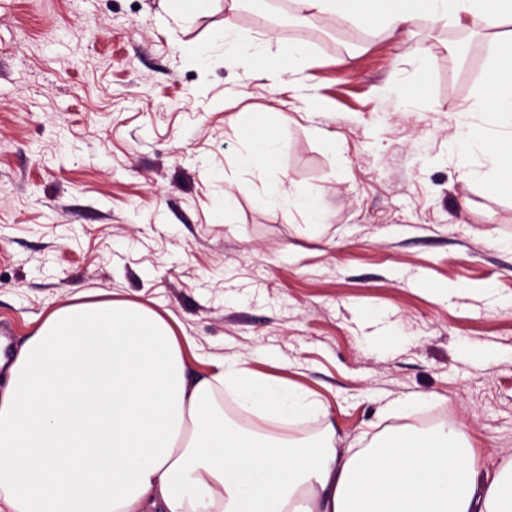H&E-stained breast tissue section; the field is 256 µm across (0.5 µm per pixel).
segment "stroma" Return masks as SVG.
Wrapping results in <instances>:
<instances>
[{
	"label": "stroma",
	"mask_w": 512,
	"mask_h": 512,
	"mask_svg": "<svg viewBox=\"0 0 512 512\" xmlns=\"http://www.w3.org/2000/svg\"><path fill=\"white\" fill-rule=\"evenodd\" d=\"M0 0V336L116 294L166 317L189 372L222 357L299 386L327 415L278 428L339 451L461 425L482 473L512 460V195L462 177L460 113L495 39L450 42L331 14L277 23L225 0ZM232 24L243 45L224 54ZM312 67L277 94L264 57ZM275 169L241 170L242 132ZM280 180L320 213L265 200ZM284 62H288V72L300 68L309 67L313 60L306 51V46L302 42L288 43L285 46L281 56L270 62L269 69L276 74L275 88L285 82L283 75L286 71L283 69Z\"/></svg>",
	"instance_id": "obj_1"
}]
</instances>
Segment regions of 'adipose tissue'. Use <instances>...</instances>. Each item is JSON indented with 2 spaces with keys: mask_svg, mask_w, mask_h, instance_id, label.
I'll return each mask as SVG.
<instances>
[{
  "mask_svg": "<svg viewBox=\"0 0 512 512\" xmlns=\"http://www.w3.org/2000/svg\"><path fill=\"white\" fill-rule=\"evenodd\" d=\"M410 32L420 20L479 28L496 38L479 93L489 126L459 121L451 145L465 179L512 188V0H298ZM273 134L245 139L240 166H276ZM491 161L487 171L474 156ZM272 424L325 414L302 388L214 361L188 375L181 341L149 306L125 299L56 307L20 348L0 389V501L9 512H512V462L481 475L459 425L397 431L352 454L321 442L226 426L223 388Z\"/></svg>",
  "mask_w": 512,
  "mask_h": 512,
  "instance_id": "ef3b65f1",
  "label": "adipose tissue"
}]
</instances>
